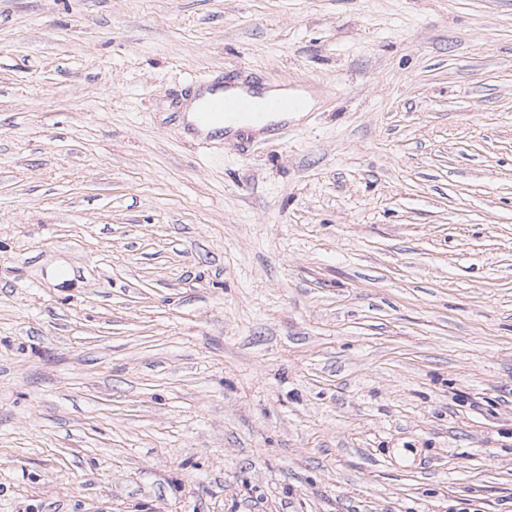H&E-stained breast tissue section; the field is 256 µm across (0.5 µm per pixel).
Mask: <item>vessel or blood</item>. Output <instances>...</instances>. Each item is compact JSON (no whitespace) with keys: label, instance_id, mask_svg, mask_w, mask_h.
I'll return each instance as SVG.
<instances>
[{"label":"vessel or blood","instance_id":"b4317fda","mask_svg":"<svg viewBox=\"0 0 512 512\" xmlns=\"http://www.w3.org/2000/svg\"><path fill=\"white\" fill-rule=\"evenodd\" d=\"M210 98L194 115L188 130L193 134H206L220 138L227 123L242 121L251 127L268 129L272 117L290 110H301L306 106L302 97L286 99L277 95H228L223 82L209 83Z\"/></svg>","mask_w":512,"mask_h":512}]
</instances>
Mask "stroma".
<instances>
[{"label":"stroma","instance_id":"35a3bbf8","mask_svg":"<svg viewBox=\"0 0 512 512\" xmlns=\"http://www.w3.org/2000/svg\"><path fill=\"white\" fill-rule=\"evenodd\" d=\"M0 512H512V0H0ZM205 86H208L211 91V97L205 102L203 108L197 112L210 96V92L206 89L199 91L185 106L186 121L194 120L193 123L188 124V131L190 134L221 138L223 141L226 128L230 138L239 131H248L243 124H230L226 127L229 122L244 121L253 128H259V131L266 130L272 125V117L288 110H300L290 111L293 112L292 117L298 120L305 115V112H309L318 100L311 94L305 93L306 105L305 100L300 96L291 99L278 96L288 97L294 94V91L285 87L250 89L251 92L264 95H226L224 94V77Z\"/></svg>","mask_w":512,"mask_h":512}]
</instances>
